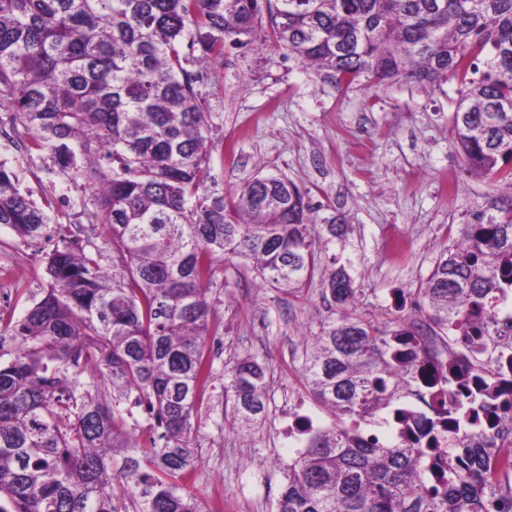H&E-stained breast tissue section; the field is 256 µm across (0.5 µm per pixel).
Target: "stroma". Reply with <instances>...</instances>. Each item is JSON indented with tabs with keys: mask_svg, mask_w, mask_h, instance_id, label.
I'll return each instance as SVG.
<instances>
[{
	"mask_svg": "<svg viewBox=\"0 0 512 512\" xmlns=\"http://www.w3.org/2000/svg\"><path fill=\"white\" fill-rule=\"evenodd\" d=\"M201 70L197 88L215 144L208 192L228 194L260 172L288 178L318 217H344L347 233L323 235L321 258L327 268L346 267L359 313L378 324L420 319L418 291L437 256L502 193L467 170L452 124L454 84L431 90L364 80L344 89L269 37L226 48ZM13 114L11 97L0 96V165L50 223L89 225L91 176L71 179L53 154L7 139ZM56 246L23 243L0 224V313L21 316L42 296ZM211 293L223 331L209 342L216 378L237 358L264 359L269 405L247 431L203 419L202 459L186 487L205 512H275L294 461L280 437L289 409L301 403L321 429L335 422L302 374L306 342L332 311L320 281L291 292L262 283L247 264L229 267Z\"/></svg>",
	"mask_w": 512,
	"mask_h": 512,
	"instance_id": "1",
	"label": "stroma"
}]
</instances>
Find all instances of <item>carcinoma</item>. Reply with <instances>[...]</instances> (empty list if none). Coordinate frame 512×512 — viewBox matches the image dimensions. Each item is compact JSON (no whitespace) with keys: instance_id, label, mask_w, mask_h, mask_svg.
<instances>
[{"instance_id":"cac0c4a2","label":"carcinoma","mask_w":512,"mask_h":512,"mask_svg":"<svg viewBox=\"0 0 512 512\" xmlns=\"http://www.w3.org/2000/svg\"><path fill=\"white\" fill-rule=\"evenodd\" d=\"M349 87L360 78L457 84L453 127L469 168L512 190V0H0V95L29 152L97 179L103 249L44 210L0 167V224L24 243L58 238L49 285L21 318L0 316V512H203L182 484L199 461L202 412L247 428L267 411V370L245 356L218 402L207 342L210 287L243 261L277 288L318 278L340 314L306 347L303 376L336 424L288 466L277 512H512V448H450L424 485L423 434L373 443L362 422L419 382L441 426L482 428L492 378L458 389L426 366L459 334L497 374L512 357V193L465 225L421 289L424 321L380 327L356 312L343 266L326 271L306 194L258 174L206 190L208 116L188 69L258 31ZM84 167L75 163L76 156ZM142 407L148 435L134 416Z\"/></svg>"}]
</instances>
